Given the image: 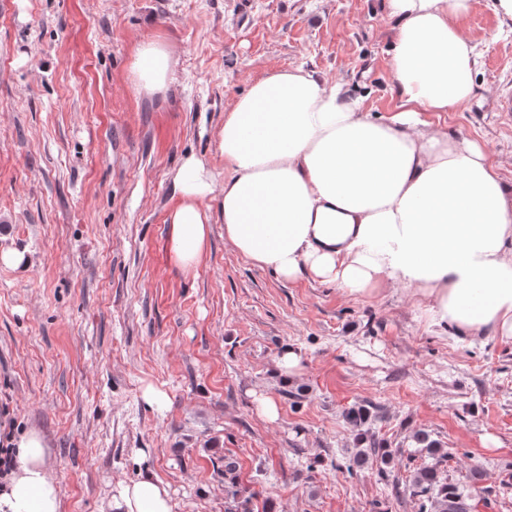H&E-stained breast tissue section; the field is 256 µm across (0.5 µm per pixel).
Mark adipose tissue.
<instances>
[{
  "instance_id": "obj_1",
  "label": "adipose tissue",
  "mask_w": 512,
  "mask_h": 512,
  "mask_svg": "<svg viewBox=\"0 0 512 512\" xmlns=\"http://www.w3.org/2000/svg\"><path fill=\"white\" fill-rule=\"evenodd\" d=\"M474 0H384L394 22L390 67L398 110L372 118L362 98L301 67L253 82L224 114V238L259 268L292 281L332 283L368 298L403 286L431 322L480 341L512 340V199L483 148L428 121L474 94L476 47L462 22ZM132 72L140 93L173 75L167 44L141 43ZM170 215L174 263L195 268L215 182L187 157ZM21 463L0 488V512H61L45 441L16 443ZM108 512H172L152 475L119 483Z\"/></svg>"
}]
</instances>
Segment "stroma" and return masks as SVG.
<instances>
[{
	"label": "stroma",
	"mask_w": 512,
	"mask_h": 512,
	"mask_svg": "<svg viewBox=\"0 0 512 512\" xmlns=\"http://www.w3.org/2000/svg\"><path fill=\"white\" fill-rule=\"evenodd\" d=\"M0 7V428L47 443L62 512H104L148 473L173 512H224L234 462L252 512H417L410 435L424 429L488 476L471 512H512V340L471 344L430 325L400 286L365 299L280 280L224 239V113L267 73L304 67L351 84L373 115L397 104L392 22L381 0H8ZM476 89L441 113L478 141L512 191V21L476 0ZM162 37L173 80H131L136 48ZM204 160L217 188L209 238L187 271L170 257L175 175ZM302 355L289 382L283 346ZM154 388L162 405L146 402ZM276 400L277 420L255 402ZM369 409L394 462L349 476L346 414Z\"/></svg>",
	"instance_id": "1"
}]
</instances>
